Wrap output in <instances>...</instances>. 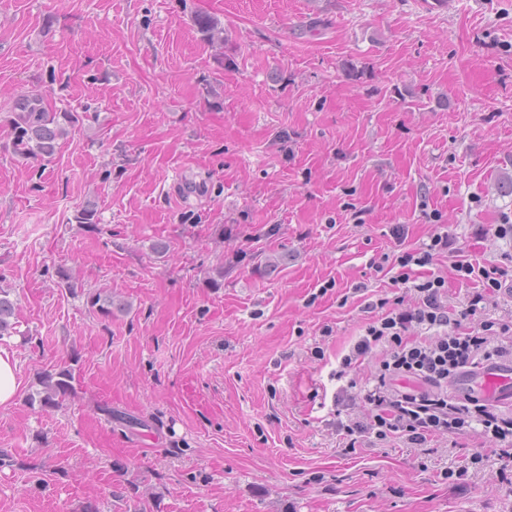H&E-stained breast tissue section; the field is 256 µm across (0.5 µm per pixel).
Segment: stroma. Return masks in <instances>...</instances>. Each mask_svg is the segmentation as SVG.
Wrapping results in <instances>:
<instances>
[{"label": "stroma", "mask_w": 512, "mask_h": 512, "mask_svg": "<svg viewBox=\"0 0 512 512\" xmlns=\"http://www.w3.org/2000/svg\"><path fill=\"white\" fill-rule=\"evenodd\" d=\"M32 90L83 117L48 164L7 149ZM507 215L512 0H0V512H512L492 466L329 425L344 293L401 296L396 225L481 261ZM64 366L75 392L30 405ZM16 369L9 355H0V406L11 404L18 394L20 381Z\"/></svg>", "instance_id": "stroma-1"}]
</instances>
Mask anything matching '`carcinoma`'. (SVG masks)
<instances>
[{
	"label": "carcinoma",
	"instance_id": "1",
	"mask_svg": "<svg viewBox=\"0 0 512 512\" xmlns=\"http://www.w3.org/2000/svg\"><path fill=\"white\" fill-rule=\"evenodd\" d=\"M195 24L208 39L221 40L222 30L210 17L199 14L195 17ZM13 112V151L19 155H35L50 160L55 154L56 139L61 135L62 127L56 120V113L47 111L43 95H21L14 103ZM13 310L9 293L0 289V337L11 334L9 318ZM39 383L41 389L31 402H39L43 409L58 406L60 399L76 390V376L66 367L41 375Z\"/></svg>",
	"mask_w": 512,
	"mask_h": 512
}]
</instances>
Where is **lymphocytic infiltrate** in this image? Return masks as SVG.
I'll return each mask as SVG.
<instances>
[{
    "instance_id": "lymphocytic-infiltrate-1",
    "label": "lymphocytic infiltrate",
    "mask_w": 512,
    "mask_h": 512,
    "mask_svg": "<svg viewBox=\"0 0 512 512\" xmlns=\"http://www.w3.org/2000/svg\"><path fill=\"white\" fill-rule=\"evenodd\" d=\"M492 231L509 243L508 251L482 263L453 264L460 279L474 285L463 302L450 303L445 278L431 271L453 251L445 230L392 258L399 268L393 282L408 286L410 303L369 297L368 286H361L368 322L340 356L336 376L346 378L372 354L381 359L363 389L343 386L333 399L332 427L346 448H427L468 429L498 441L495 475L512 487V410L451 391L460 377L512 364V319L481 316L490 298L512 297V219Z\"/></svg>"
}]
</instances>
